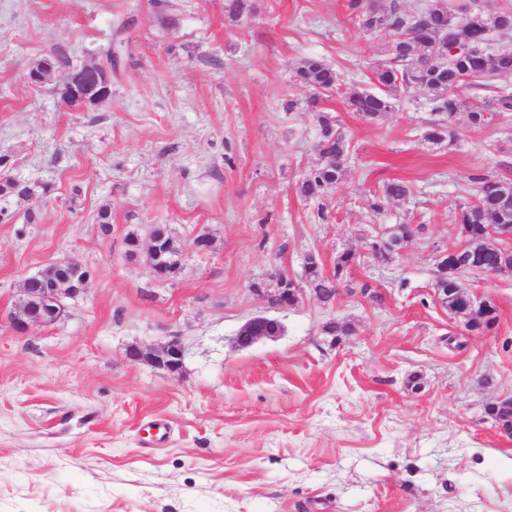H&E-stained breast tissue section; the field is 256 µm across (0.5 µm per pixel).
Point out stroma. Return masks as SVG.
<instances>
[{
	"label": "stroma",
	"instance_id": "35a3bbf8",
	"mask_svg": "<svg viewBox=\"0 0 512 512\" xmlns=\"http://www.w3.org/2000/svg\"><path fill=\"white\" fill-rule=\"evenodd\" d=\"M0 0V311L56 259L91 272L66 318L16 335L0 326V512H512V435L486 405L512 395V272L463 274L496 326L468 332L437 301L439 251L458 245V204L479 174H512V114L452 148L425 142L432 114L409 87L367 122L322 101L351 143L323 202L298 181L317 166V117L295 68L318 56L363 87L389 36H366L343 0H253L233 23L224 0ZM114 47L112 99L76 110L40 61H99ZM400 179L406 200L368 212L365 190ZM112 214V230L95 221ZM418 226L390 262L387 227ZM167 226L189 252L167 278L126 237ZM209 233L208 251L191 252ZM356 256L333 304L304 291L269 308L250 288L305 254L333 270ZM370 294H363V287ZM283 331L238 347L249 319ZM332 320L353 326L332 337ZM180 337L182 370L126 351Z\"/></svg>",
	"mask_w": 512,
	"mask_h": 512
}]
</instances>
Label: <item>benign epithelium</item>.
Returning a JSON list of instances; mask_svg holds the SVG:
<instances>
[{
    "mask_svg": "<svg viewBox=\"0 0 512 512\" xmlns=\"http://www.w3.org/2000/svg\"><path fill=\"white\" fill-rule=\"evenodd\" d=\"M97 71V66L91 64L70 71L67 77L70 106L85 110L101 106L111 99L112 89L100 83ZM155 248V241L149 240L144 252V264L155 277L166 278L171 272L153 260ZM48 268L51 273L46 277L40 298L32 300L30 305H18L16 310L6 315L8 327L13 333L23 335L33 325L48 326L62 321L68 314L69 302L77 300L85 293L90 270L78 259L63 258L50 263ZM254 292L266 296L271 307L278 309L298 302L303 289L276 288L270 293L266 288H256ZM274 322L276 319L268 316H255L242 326L236 341H245L252 345L261 340H269L271 336L268 335L267 328ZM184 357L185 347L176 336L161 344L134 345L127 350L130 361L170 374L181 370Z\"/></svg>",
    "mask_w": 512,
    "mask_h": 512,
    "instance_id": "obj_1",
    "label": "benign epithelium"
}]
</instances>
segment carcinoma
Listing matches in <instances>:
<instances>
[{
    "label": "carcinoma",
    "instance_id": "carcinoma-1",
    "mask_svg": "<svg viewBox=\"0 0 512 512\" xmlns=\"http://www.w3.org/2000/svg\"><path fill=\"white\" fill-rule=\"evenodd\" d=\"M345 9L363 34L376 35L384 31V26H393L388 58L372 68L369 87L345 97L349 110L359 117L377 120L396 108L400 90L417 85L425 91L431 112L438 115L424 131V140L434 146L450 147L458 139L453 123L458 112H466L472 131L512 112V47L497 43L498 34L512 30V9L456 11L448 0H422L415 11L406 10L400 0H389L386 5L378 0H345ZM253 10L251 0H224V16L232 22L249 17ZM458 41L468 43L472 50L451 52ZM294 78L311 91L312 107L338 94L339 74L318 57L303 58ZM462 84L488 91L490 96L463 102L453 94V89ZM316 116L318 135L314 149L322 163L305 174L297 191L304 199L317 201L344 180L350 142L334 113L318 111ZM471 181L477 183L474 200L459 205L455 212V221L464 230L467 245L459 252L436 259L437 267L448 270V276H437L434 287L448 289V311L465 318L468 331L486 332L499 319L496 305L471 316L464 302L470 293L462 288L459 275L464 271L481 275L512 270V246L493 237L495 233L512 230V178L480 175ZM364 194L367 208L377 216L389 202L407 199L411 190L405 182L392 180L380 190H366ZM13 195L30 197L33 190L10 179L0 181V197ZM406 236L412 238L415 232L408 230L405 223L395 224L371 247L378 258L387 262L399 253ZM354 261L353 253L341 254L329 275L320 259L310 257L304 262L302 279L329 300L336 293L345 269Z\"/></svg>",
    "mask_w": 512,
    "mask_h": 512
}]
</instances>
